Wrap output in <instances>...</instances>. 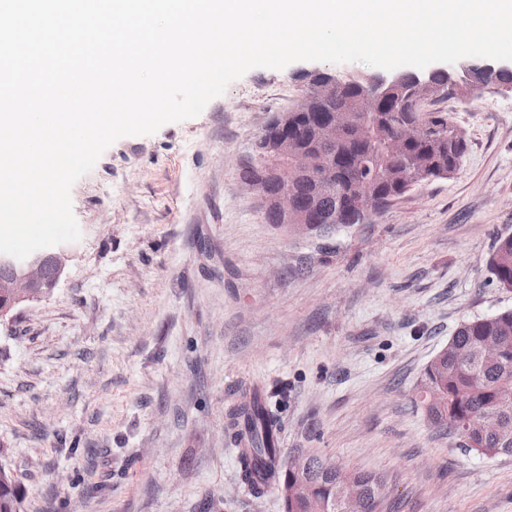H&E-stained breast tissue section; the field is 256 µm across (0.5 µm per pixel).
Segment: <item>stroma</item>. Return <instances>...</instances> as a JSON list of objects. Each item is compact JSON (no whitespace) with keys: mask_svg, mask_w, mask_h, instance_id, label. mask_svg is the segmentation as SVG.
I'll return each instance as SVG.
<instances>
[{"mask_svg":"<svg viewBox=\"0 0 512 512\" xmlns=\"http://www.w3.org/2000/svg\"><path fill=\"white\" fill-rule=\"evenodd\" d=\"M314 67L252 69L74 183L63 274L0 319V462L25 512H282L238 477L226 412L249 384L285 453L387 475V512H512V456L465 452L415 404L460 324L512 308L487 268L512 234V96L429 101L468 141L450 178L287 232L239 169Z\"/></svg>","mask_w":512,"mask_h":512,"instance_id":"stroma-1","label":"stroma"}]
</instances>
